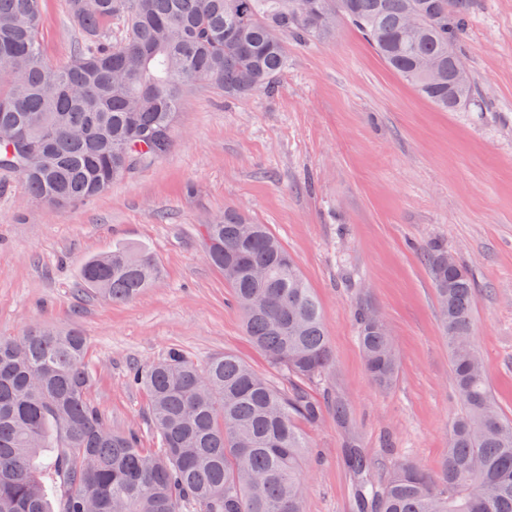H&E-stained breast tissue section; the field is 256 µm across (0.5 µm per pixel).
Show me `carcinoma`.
I'll return each mask as SVG.
<instances>
[{"instance_id":"obj_1","label":"carcinoma","mask_w":512,"mask_h":512,"mask_svg":"<svg viewBox=\"0 0 512 512\" xmlns=\"http://www.w3.org/2000/svg\"><path fill=\"white\" fill-rule=\"evenodd\" d=\"M83 40L63 65L41 46V0H0V170L22 176L29 199L51 207L103 192L166 155L186 87L205 81L229 99L273 92L288 39L327 40L355 27L385 65L435 106L475 101L454 60L471 0H67ZM414 13L420 31L405 30ZM122 37L112 42V23ZM430 63L434 69L424 70ZM226 210L203 225L206 258L232 288L248 335L296 382L288 392L234 354L199 366L171 349L131 369L145 388L160 448L117 433L89 395L87 342L50 324L0 336V512H307L308 444L296 420L316 422L304 385L331 363L320 305L296 262L265 224ZM448 342L460 405L448 456L429 473L397 464L381 484L353 451L365 512H512V421L499 411L473 343L474 284L448 250L423 249ZM146 247L121 244L86 259L80 285L112 302L159 276ZM372 382L383 389L399 361L389 330L356 313Z\"/></svg>"}]
</instances>
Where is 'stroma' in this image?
<instances>
[{
    "label": "stroma",
    "instance_id": "1",
    "mask_svg": "<svg viewBox=\"0 0 512 512\" xmlns=\"http://www.w3.org/2000/svg\"><path fill=\"white\" fill-rule=\"evenodd\" d=\"M42 46L55 65L82 35L67 0H43ZM474 106L444 112L420 98L361 34L289 42L274 93L225 98L208 83L183 93L170 151L83 203L31 202L0 171V336L50 323L85 336L90 396L112 429L159 448L149 397L132 365L180 350L197 364L232 353L275 386L293 380L258 353L201 224L237 209L294 257L322 311L332 362L308 394L321 420L300 422L312 464L308 512H362L346 462L374 479L400 461L439 470L457 413L439 306L421 249L437 241L474 281V331L492 394L512 417V0H473L463 43ZM120 243L143 245L162 272L127 303L79 285L80 265ZM389 324L395 385L370 381L353 313ZM344 414H337V407Z\"/></svg>",
    "mask_w": 512,
    "mask_h": 512
}]
</instances>
